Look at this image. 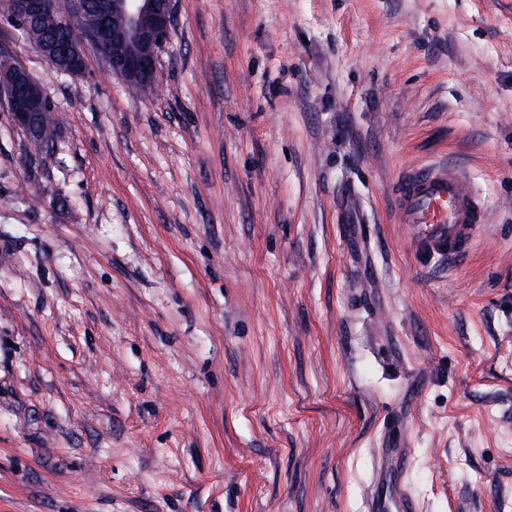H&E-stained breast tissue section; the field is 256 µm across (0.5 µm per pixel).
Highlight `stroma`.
Returning <instances> with one entry per match:
<instances>
[{
    "instance_id": "stroma-1",
    "label": "stroma",
    "mask_w": 512,
    "mask_h": 512,
    "mask_svg": "<svg viewBox=\"0 0 512 512\" xmlns=\"http://www.w3.org/2000/svg\"><path fill=\"white\" fill-rule=\"evenodd\" d=\"M145 95L0 47V512H512V0H177ZM463 168L421 260L390 196ZM55 188L69 206L44 195ZM2 64V74H1ZM19 86L24 88L21 92ZM3 103L8 110L12 123L18 127L27 137L34 139L40 133V117L46 112L41 120L43 135L41 141L29 143L31 155L47 153L49 143L54 144L57 133L58 121L54 116L50 103L40 112L39 108L47 103L46 93L39 84L29 82L26 72L20 70L13 60L0 54V103ZM395 213L412 228L415 253L461 262L470 254L487 210L464 173L430 164L404 173L392 189Z\"/></svg>"
}]
</instances>
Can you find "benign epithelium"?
Segmentation results:
<instances>
[{"label":"benign epithelium","mask_w":512,"mask_h":512,"mask_svg":"<svg viewBox=\"0 0 512 512\" xmlns=\"http://www.w3.org/2000/svg\"><path fill=\"white\" fill-rule=\"evenodd\" d=\"M94 5L101 26L80 37L63 28L58 37L38 42L40 54L57 73L79 77L91 47L105 60L107 73L132 87L154 86L159 53L175 25L176 0H95ZM57 7L58 0H3L0 12L27 25ZM0 103L27 138L39 135L38 109L47 103L46 93L5 54H0Z\"/></svg>","instance_id":"1"}]
</instances>
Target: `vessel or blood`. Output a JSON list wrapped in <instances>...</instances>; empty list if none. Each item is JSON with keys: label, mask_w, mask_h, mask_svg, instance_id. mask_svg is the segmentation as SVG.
I'll return each mask as SVG.
<instances>
[{"label": "vessel or blood", "mask_w": 512, "mask_h": 512, "mask_svg": "<svg viewBox=\"0 0 512 512\" xmlns=\"http://www.w3.org/2000/svg\"><path fill=\"white\" fill-rule=\"evenodd\" d=\"M399 223L412 228L415 253L463 261L487 221V210L464 173L430 164L404 173L392 189Z\"/></svg>", "instance_id": "b4317fda"}]
</instances>
